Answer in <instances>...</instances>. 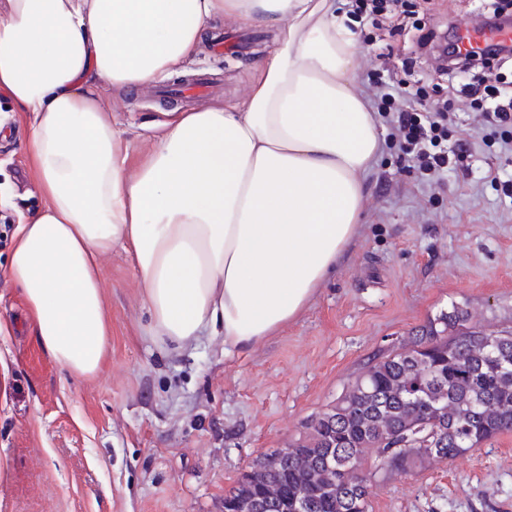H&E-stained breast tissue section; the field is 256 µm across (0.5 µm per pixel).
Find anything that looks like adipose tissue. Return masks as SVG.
<instances>
[{
    "mask_svg": "<svg viewBox=\"0 0 512 512\" xmlns=\"http://www.w3.org/2000/svg\"><path fill=\"white\" fill-rule=\"evenodd\" d=\"M336 0H0V96L30 127L44 202L8 273L41 349L80 378L109 361L99 261L129 257L148 331L182 350H244L295 320L360 228L379 124ZM276 47L243 98L173 111L130 164L97 88L176 71L217 19Z\"/></svg>",
    "mask_w": 512,
    "mask_h": 512,
    "instance_id": "adipose-tissue-1",
    "label": "adipose tissue"
}]
</instances>
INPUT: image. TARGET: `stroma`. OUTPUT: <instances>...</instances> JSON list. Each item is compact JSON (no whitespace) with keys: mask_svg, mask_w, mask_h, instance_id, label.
<instances>
[{"mask_svg":"<svg viewBox=\"0 0 512 512\" xmlns=\"http://www.w3.org/2000/svg\"><path fill=\"white\" fill-rule=\"evenodd\" d=\"M500 0H411V22L380 30L357 24L365 76L388 57L396 80L420 81L428 104L448 96L462 74L438 75L420 35L500 10ZM264 26L219 22L186 77L206 78L214 99L241 97L251 67L271 52ZM172 77L124 97L100 93L126 132L138 161L149 127L168 109L161 94ZM450 144L467 157L430 180L401 159L387 120L381 152L365 177L359 234L335 273L304 311L243 352L205 336L195 348L160 349L126 254L101 261L112 316L110 360L96 376L76 379L43 353L7 263L21 214L42 195L24 153L22 112L0 97V512H223L225 492L259 455L292 444L313 416L331 408L374 358L411 339L451 303L467 304L486 331L512 330V201L485 176L512 177V151L487 147L466 97L456 96ZM368 512H512V431L451 460L411 474L377 478Z\"/></svg>","mask_w":512,"mask_h":512,"instance_id":"stroma-1","label":"stroma"}]
</instances>
